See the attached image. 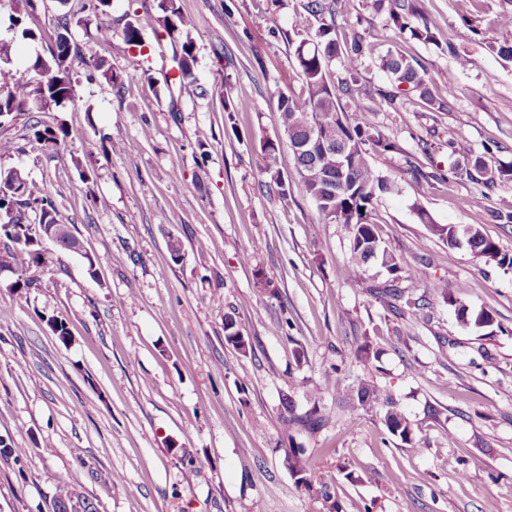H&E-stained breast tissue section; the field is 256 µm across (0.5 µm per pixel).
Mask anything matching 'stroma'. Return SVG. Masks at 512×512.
<instances>
[{"instance_id": "1", "label": "stroma", "mask_w": 512, "mask_h": 512, "mask_svg": "<svg viewBox=\"0 0 512 512\" xmlns=\"http://www.w3.org/2000/svg\"><path fill=\"white\" fill-rule=\"evenodd\" d=\"M157 2L112 0L105 39L84 24L82 0H39L26 19L33 43L0 25L14 69L53 46L64 17L72 43L95 42L118 77L75 66L73 101L0 127L16 146L0 168L47 189L86 250L56 251L53 265L31 269L35 288L0 281V440L24 451L0 455V512H49L63 476L98 512H512V273L448 247L418 217L480 226L512 254V224L491 218L512 211V181L485 191L453 176L448 152L457 140L489 166L512 162V60L487 47L512 40V28L492 24L512 0H481L472 27L456 0H424L433 44L400 34L373 0H350L336 20L339 38L361 33L373 54L412 57L450 102L437 112L410 93L356 120L397 145L373 158L397 184L374 201L380 238L406 260L426 259L428 281L465 284L463 304L494 317L481 330L463 328L434 296L427 321L393 315L369 293L386 280L382 268L348 279L347 227L320 223L300 180L285 198L269 190L261 143L280 131L275 89L298 87L291 44L318 26L304 0H177L195 22L186 88L169 81L179 47ZM128 13L143 49L123 40ZM228 100L250 104L231 127ZM36 122L65 123L68 148L32 143ZM51 315L66 321L68 339L50 330ZM228 315L248 352L226 341ZM366 336L379 359L355 358ZM336 370L385 387L413 443L391 436L379 414L348 420L346 403L324 389ZM314 387L326 425L288 430L287 402L306 411ZM294 443L316 459L305 484L286 461Z\"/></svg>"}]
</instances>
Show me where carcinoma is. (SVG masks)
Wrapping results in <instances>:
<instances>
[{"label":"carcinoma","instance_id":"obj_1","mask_svg":"<svg viewBox=\"0 0 512 512\" xmlns=\"http://www.w3.org/2000/svg\"><path fill=\"white\" fill-rule=\"evenodd\" d=\"M38 0H19L15 13L9 15V28L23 40L35 39V33L24 24V18L37 10ZM422 0H389V21L401 34L424 43L436 42L426 18L423 16ZM110 0H86L83 11L85 21L95 24L97 37L106 38L111 26L106 22ZM349 0H306L305 12L316 18L320 25L314 38L301 41L293 55L300 70L302 83L299 89L279 93L278 108L281 114V131L296 141L307 139V130L300 124L303 117L315 124L319 135L325 140L336 141V133H341L351 147L350 162L342 172L336 170L320 147H315L300 155H292L294 170L301 178L308 195L315 201L323 224H344L351 237L350 258L347 273L351 279H361L374 261L386 268L394 279L372 287L373 296L397 308V302L421 310V299L405 297V290L395 284V280L404 277L415 284L425 279L422 267L411 264L390 251L379 238L375 224L370 220V207L379 193L391 191L394 184L382 176L371 162V156L397 150L394 142L385 138L378 130L370 126L354 124L348 112H364L366 108L361 97L363 73L366 71L365 58L369 45L365 37L355 33L343 42L336 38V17L348 11ZM158 8L163 14L164 27L170 36L184 38L181 44V56L177 59L179 83L193 78L196 64L194 46L190 40V30L194 27L192 18L184 15L176 5V0H159ZM78 60L88 71V77L96 75L107 82L114 83L117 76L104 59L97 55L92 43L71 47L67 43L57 51L49 50L45 56H35L31 61V76H25L8 67L9 50L0 48V123L10 122L18 115L28 112L26 102L34 94H40L50 106H60L74 96L71 78L72 61ZM339 60L346 77L333 81L329 67L332 61ZM374 65L387 74L392 89H377L371 97L375 109L394 105L397 94L403 87L419 93L431 108L441 112L448 105L436 101L427 86L426 73L416 68L399 50L389 49L374 60ZM348 97V107L340 104V96ZM31 140L44 147L58 150L67 143L69 132L64 123L43 128L35 124L29 128ZM451 153L463 156L466 165L478 172L485 171L483 159L473 154L469 145L462 142H450ZM265 170L272 174L277 194L288 196L290 182L280 170V152L267 143L262 145ZM38 216V224L57 223L58 209L53 196L39 187L26 184L22 192H17L3 179L0 171V240L6 247L0 253V268L9 266L18 273L13 284L17 289H29L36 286L24 273L32 266L48 265L54 261V253L40 243L33 241L37 231L31 228L29 213ZM433 235L448 246H456L457 239L465 241L469 250L486 264H492L505 273L512 272V256L502 252L497 244L485 235L480 228L460 224H434L426 213L419 214ZM432 291L442 300L455 306L456 317L461 326L489 327L493 323L490 311L472 310L461 303L463 286H458L451 294L448 288L434 283ZM347 396L356 408L365 411L376 410L381 413V421L386 430L403 441L412 440L413 429L408 418L396 407L391 395L371 380L360 379L346 390ZM288 416L285 423L293 428L305 431L317 430L327 423V418L319 415L317 407L298 414L293 401L286 403ZM305 450H288V467L300 481L308 482V459Z\"/></svg>","mask_w":512,"mask_h":512}]
</instances>
